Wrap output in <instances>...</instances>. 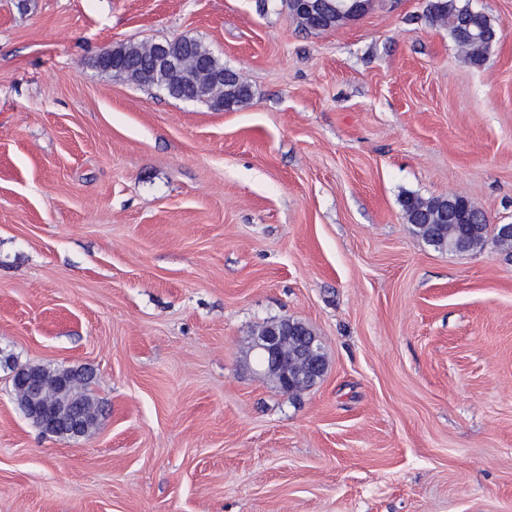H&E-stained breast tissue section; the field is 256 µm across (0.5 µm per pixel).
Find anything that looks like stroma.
<instances>
[{
    "mask_svg": "<svg viewBox=\"0 0 512 512\" xmlns=\"http://www.w3.org/2000/svg\"><path fill=\"white\" fill-rule=\"evenodd\" d=\"M471 65L427 0L304 29L285 0H0V512H512V260L433 249L404 194L512 224V0ZM200 39L224 112L92 66ZM306 323L327 369L249 351ZM105 408L40 433L16 366ZM182 38L189 47L188 59L194 61L197 58H202L205 63L211 66L224 68L227 78H224L223 88L214 86L211 83L202 82L195 89L190 87L184 88L180 95H178L179 97L192 101H207L214 107H217V103L224 98V102L232 109H236L251 99L249 85L244 84L234 71L226 68L224 62L215 56L200 40L189 36H182ZM291 328L288 320L285 323L271 328L265 336L253 341L252 349L260 352L265 357V365L260 370L265 375H270L276 380V384L284 392L298 385L296 374L298 368L306 371L308 380L316 382L319 372L316 364L311 360V350L314 341L308 344H300L292 341ZM297 365L296 370H288V357ZM76 374L77 373L74 372L75 380L72 386V375L70 373H62L57 375L55 377V380L52 382V389L56 392L61 393L68 390L69 387L71 386V396L73 398L80 400L83 403L87 412L89 413L90 417L93 418V414L96 412L98 403L83 390V386H85L88 383L83 381L81 378H76ZM53 390L48 388L42 395V398L51 401L56 400L57 395Z\"/></svg>",
    "mask_w": 512,
    "mask_h": 512,
    "instance_id": "stroma-1",
    "label": "stroma"
}]
</instances>
